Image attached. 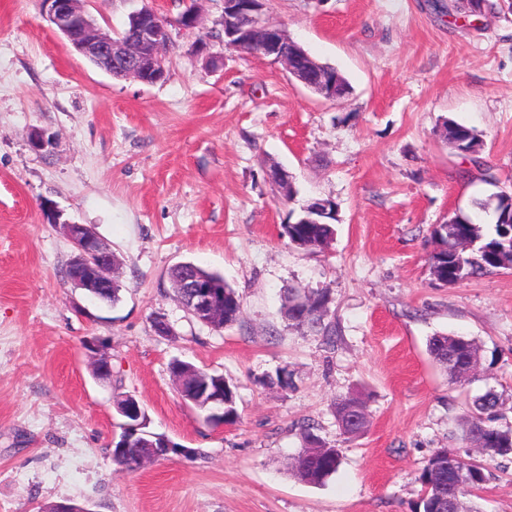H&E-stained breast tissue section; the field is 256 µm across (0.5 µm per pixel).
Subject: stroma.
Returning a JSON list of instances; mask_svg holds the SVG:
<instances>
[{
	"label": "stroma",
	"instance_id": "stroma-1",
	"mask_svg": "<svg viewBox=\"0 0 512 512\" xmlns=\"http://www.w3.org/2000/svg\"><path fill=\"white\" fill-rule=\"evenodd\" d=\"M151 7L172 49L163 82L116 78L41 16V0H0V512L59 502L90 512H416L438 449L473 455L470 399L494 389L512 424V270L454 284L431 273L432 231L488 199L445 121L483 142L481 162L512 180V12H439L435 0H268L270 17L350 86L325 99L265 57L228 48L224 0H85L104 31ZM52 137L38 152L31 130ZM293 177L282 196L270 164ZM311 197L335 202V236L307 251L282 237ZM93 228L120 262L109 306L64 281L73 248L48 210ZM193 262L242 303L214 328L173 298L168 271ZM326 293L336 342L289 325L286 290ZM176 330L164 337L152 319ZM473 340L475 380L450 383L429 340ZM101 343L98 378L84 341ZM236 388L239 420L216 426L186 404L173 360ZM284 371L287 385L269 383ZM360 394L369 423L340 435L336 398ZM135 398L148 431L189 448L130 475L110 455ZM342 461L324 484L294 478L299 425ZM483 512H512V459L491 467Z\"/></svg>",
	"mask_w": 512,
	"mask_h": 512
}]
</instances>
